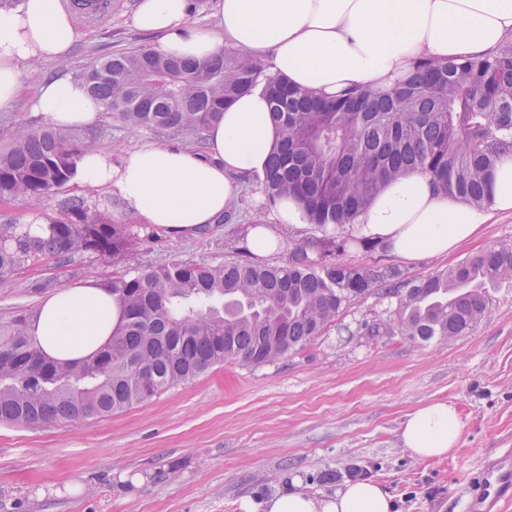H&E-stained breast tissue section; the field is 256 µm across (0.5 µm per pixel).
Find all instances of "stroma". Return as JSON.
Instances as JSON below:
<instances>
[{"label": "stroma", "mask_w": 512, "mask_h": 512, "mask_svg": "<svg viewBox=\"0 0 512 512\" xmlns=\"http://www.w3.org/2000/svg\"><path fill=\"white\" fill-rule=\"evenodd\" d=\"M135 3L112 0L110 15L84 28L62 65L70 75L95 59L150 44L131 24ZM62 66H26V89ZM73 135L115 153L147 144L199 145L176 131H133L108 115ZM266 205L261 187H250L224 222L175 236L141 227L119 216L118 204L106 203L113 229L137 238L138 248L113 257L30 258L0 277V319L38 310L55 290L89 278L223 262L225 243ZM510 241L512 215H499L445 258L353 249L346 259L356 267H394L418 281ZM491 295V315L447 343L386 336L354 345L332 329L278 364L218 365L147 404L83 426L0 424V512H242L243 501L262 503L279 486L320 497L359 480L380 484L393 512H462L472 478L512 448V284ZM433 401L456 406L461 441L448 458L423 461L404 448L400 428L407 413Z\"/></svg>", "instance_id": "35a3bbf8"}]
</instances>
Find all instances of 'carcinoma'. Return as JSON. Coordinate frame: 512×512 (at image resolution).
<instances>
[{
	"mask_svg": "<svg viewBox=\"0 0 512 512\" xmlns=\"http://www.w3.org/2000/svg\"><path fill=\"white\" fill-rule=\"evenodd\" d=\"M79 78L106 113L131 128L198 140L225 106L265 80L280 143L263 193L270 201L295 195L323 235L294 247L286 265L174 263L113 278L107 287L121 321L103 350L79 361H45L30 334L36 315L17 311L0 321V423L86 424L224 362L274 364L323 336L376 285L395 308L360 321L351 335L368 344L383 336L446 343L490 312L489 289L512 284V243L414 282L395 268L339 261L353 245L376 249L350 226L391 179L424 171L446 195L474 205L489 201L492 172L512 154V41L489 56L424 60L390 93L361 88L331 101L266 76L242 51L196 64L141 46L94 61ZM72 140L47 125L17 127L0 142V201L37 207L69 183L89 148ZM66 211L41 236L21 224L0 234V276L32 256H114L136 245L115 234L88 197L69 200Z\"/></svg>",
	"mask_w": 512,
	"mask_h": 512,
	"instance_id": "1",
	"label": "carcinoma"
}]
</instances>
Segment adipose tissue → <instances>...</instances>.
Segmentation results:
<instances>
[{"label":"adipose tissue","mask_w":512,"mask_h":512,"mask_svg":"<svg viewBox=\"0 0 512 512\" xmlns=\"http://www.w3.org/2000/svg\"><path fill=\"white\" fill-rule=\"evenodd\" d=\"M194 0H137L131 24L150 34L161 56L208 62L224 49L244 50L267 75L323 98L364 86L391 89L424 59L478 57L512 38V0H214L215 27L195 23ZM81 32L52 0H19L0 8V111L21 96L25 66L64 62ZM32 112L64 128L90 127L104 107L82 81L61 73L42 81ZM205 151L147 145L119 155L93 149L81 155L77 182L94 197L117 200L139 223L189 236L219 223L245 185L263 183L278 143L265 85H257L204 131ZM512 214V155L501 157L489 202L477 206L437 191L415 171L389 182L353 225L356 236L405 259L445 257L476 238L482 225ZM309 216L294 197L271 205L268 216L244 225L250 253L267 257L280 247V228L305 230ZM121 320L114 296L89 280L57 290L31 328L50 360H77L100 350ZM405 448L420 460L447 457L460 445L453 403L429 402L401 426ZM389 494L357 481L319 498L281 489L264 512H391Z\"/></svg>","instance_id":"1"}]
</instances>
